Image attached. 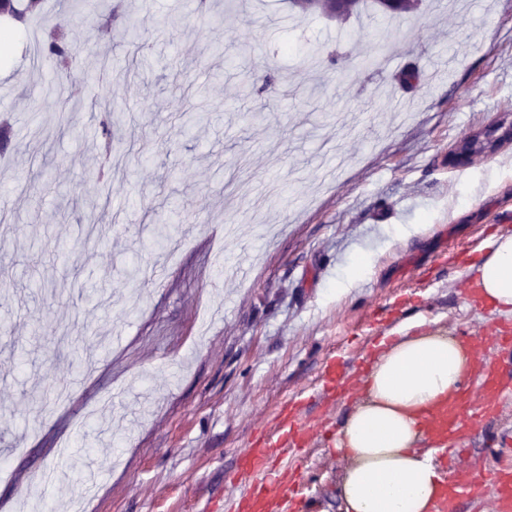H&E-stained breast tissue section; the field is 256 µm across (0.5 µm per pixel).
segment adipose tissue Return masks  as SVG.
I'll return each instance as SVG.
<instances>
[{
    "label": "adipose tissue",
    "instance_id": "ef3b65f1",
    "mask_svg": "<svg viewBox=\"0 0 512 512\" xmlns=\"http://www.w3.org/2000/svg\"><path fill=\"white\" fill-rule=\"evenodd\" d=\"M481 299L512 313V233L499 235L476 266ZM483 349L442 332L402 336L373 362L357 406L339 433L348 460L346 512H431L444 487L420 445L427 418L452 405Z\"/></svg>",
    "mask_w": 512,
    "mask_h": 512
}]
</instances>
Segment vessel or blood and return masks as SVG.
Instances as JSON below:
<instances>
[{
    "instance_id": "vessel-or-blood-1",
    "label": "vessel or blood",
    "mask_w": 512,
    "mask_h": 512,
    "mask_svg": "<svg viewBox=\"0 0 512 512\" xmlns=\"http://www.w3.org/2000/svg\"><path fill=\"white\" fill-rule=\"evenodd\" d=\"M512 395V388L502 386L493 372H486L481 382L478 403L463 401L460 407L444 411L432 425L434 436L446 442L449 432H466L475 428L484 415L498 412L505 397ZM297 407L288 405L281 412L277 430L260 437L240 455L232 479L246 484L245 494L226 500V512H261L275 499L285 498L281 472L272 465L273 459H284L296 454L305 444L297 425ZM488 495L492 512H512V467H476L454 485L452 497L438 502L436 512H453L456 497Z\"/></svg>"
}]
</instances>
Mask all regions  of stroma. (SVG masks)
Listing matches in <instances>:
<instances>
[{
	"label": "stroma",
	"mask_w": 512,
	"mask_h": 512,
	"mask_svg": "<svg viewBox=\"0 0 512 512\" xmlns=\"http://www.w3.org/2000/svg\"><path fill=\"white\" fill-rule=\"evenodd\" d=\"M84 2L45 0L0 56V512H38L45 492L55 512H206L299 392L291 495L345 512L336 439L357 399L326 390L327 360L346 353L356 387L397 337L512 324L471 270L512 232V142L448 159L512 119V0L343 22L289 0H122L108 30ZM54 25L89 39L87 66L126 73L84 84L124 115L108 180L99 113L62 123L71 83L31 38ZM381 44L395 72L359 66ZM174 209L188 221L155 251ZM237 258L247 276L225 277ZM448 445L464 468L512 452V399ZM503 125L504 123H501L492 130L490 129L472 134L453 152V154L457 157L470 158L476 155L491 153L495 150L493 146L499 144V138L494 137V133ZM472 150L480 151L482 153L474 154Z\"/></svg>",
	"instance_id": "stroma-1"
}]
</instances>
